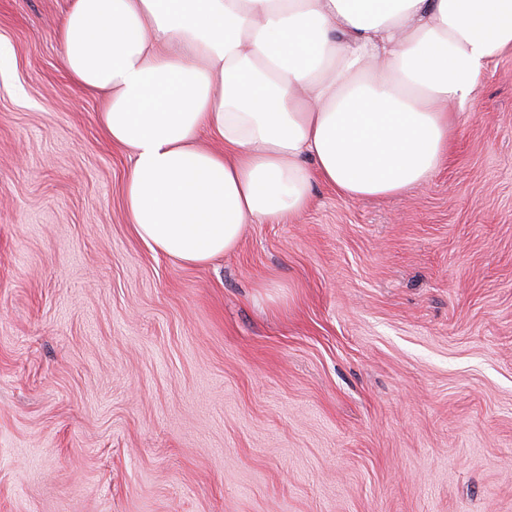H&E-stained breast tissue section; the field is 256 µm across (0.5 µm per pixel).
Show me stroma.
<instances>
[{"label":"stroma","instance_id":"1","mask_svg":"<svg viewBox=\"0 0 512 512\" xmlns=\"http://www.w3.org/2000/svg\"><path fill=\"white\" fill-rule=\"evenodd\" d=\"M70 2L0 0V512H512V47L430 182L314 181L191 266L129 224Z\"/></svg>","mask_w":512,"mask_h":512}]
</instances>
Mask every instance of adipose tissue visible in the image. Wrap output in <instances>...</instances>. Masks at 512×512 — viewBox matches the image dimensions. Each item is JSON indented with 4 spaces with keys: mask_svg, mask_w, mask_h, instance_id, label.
I'll list each match as a JSON object with an SVG mask.
<instances>
[{
    "mask_svg": "<svg viewBox=\"0 0 512 512\" xmlns=\"http://www.w3.org/2000/svg\"><path fill=\"white\" fill-rule=\"evenodd\" d=\"M59 39L131 154L134 233L205 265L307 210L314 180L352 200L429 182L512 0H71Z\"/></svg>",
    "mask_w": 512,
    "mask_h": 512,
    "instance_id": "ef3b65f1",
    "label": "adipose tissue"
}]
</instances>
